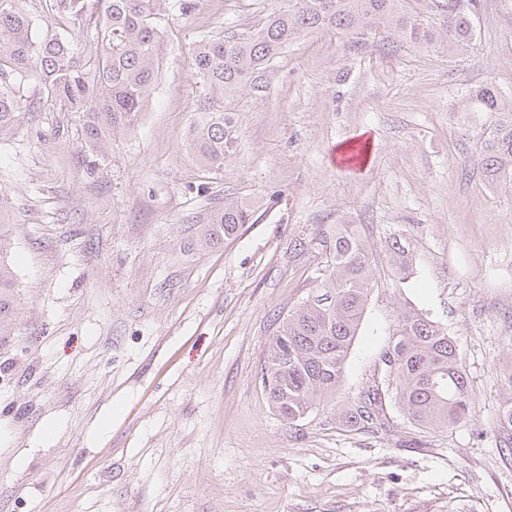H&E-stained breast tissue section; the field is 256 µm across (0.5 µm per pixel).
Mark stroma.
I'll use <instances>...</instances> for the list:
<instances>
[{
	"label": "stroma",
	"mask_w": 512,
	"mask_h": 512,
	"mask_svg": "<svg viewBox=\"0 0 512 512\" xmlns=\"http://www.w3.org/2000/svg\"><path fill=\"white\" fill-rule=\"evenodd\" d=\"M286 5L166 0L139 124L99 162L79 113L25 77L27 107L0 139L18 285L15 332L0 336V512H512V461L495 445L512 397V187L484 180L450 115L482 83L512 98V0H478L464 55L307 33L239 101L223 169L202 167L188 146L196 45L249 36ZM23 7L35 36L95 53L94 22L54 0ZM357 143L358 170L334 163ZM227 200L251 223L202 247ZM341 222L364 225L380 255L399 235L412 273L396 293L380 266L340 389L291 424L261 366L322 267L296 238ZM404 307L454 339L471 417L420 433L389 398L392 433L347 430L337 417L377 376Z\"/></svg>",
	"instance_id": "1"
}]
</instances>
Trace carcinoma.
I'll list each match as a JSON object with an SVG mask.
<instances>
[{
	"instance_id": "obj_1",
	"label": "carcinoma",
	"mask_w": 512,
	"mask_h": 512,
	"mask_svg": "<svg viewBox=\"0 0 512 512\" xmlns=\"http://www.w3.org/2000/svg\"><path fill=\"white\" fill-rule=\"evenodd\" d=\"M163 0H56L58 12L79 20L95 19L101 48L85 58L73 42L47 33L37 39L21 0H0V61L14 77L0 79V138L14 130L26 107L21 81L34 68L44 88L63 108L82 115L86 146L105 156L112 139L138 125L157 76L156 15ZM475 0H435L439 26L410 13L404 0H288V8L269 17L249 37L202 41L195 50V76L206 89L198 120L190 130L191 148L203 165L224 168L235 144L238 96L259 89L266 65L291 42L314 29L360 35L382 29L412 45L441 42L460 55L475 33ZM455 111L469 117L488 112L491 121L471 130L479 163L492 185L512 183V98L491 84L469 89ZM252 210L236 201L211 213L201 233L216 245L250 223ZM12 224L0 208V336L11 335L14 272L5 242ZM301 252L314 249L325 269L313 291L289 312L272 337L263 383L272 409L294 423L341 387L348 350L357 335L370 294L378 285L379 257L363 240L362 225L338 224L311 240L298 238ZM389 285L399 290L407 279L409 250L400 237L388 240ZM380 376L359 392L338 420L357 430L389 432L382 400L394 398L417 428L447 430L471 415L472 393L456 345L446 329L414 308L396 311L387 345L378 353ZM499 447L512 453V397L500 417Z\"/></svg>"
}]
</instances>
